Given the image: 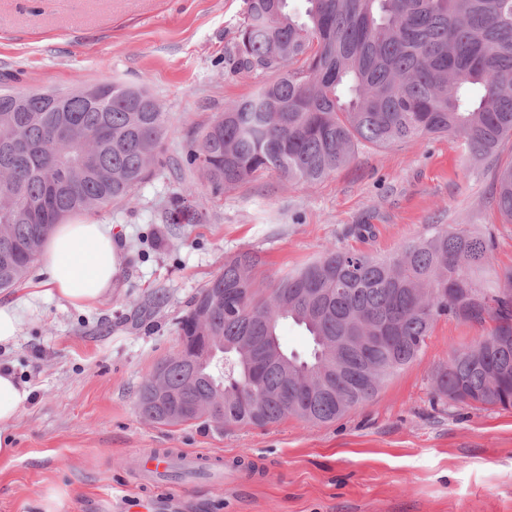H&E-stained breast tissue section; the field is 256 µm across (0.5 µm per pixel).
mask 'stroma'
<instances>
[{"label": "stroma", "instance_id": "obj_1", "mask_svg": "<svg viewBox=\"0 0 512 512\" xmlns=\"http://www.w3.org/2000/svg\"><path fill=\"white\" fill-rule=\"evenodd\" d=\"M245 11V0H0V88L146 87L168 118L165 161L177 159L265 80L228 60ZM165 161L128 201L93 215L122 243L110 294L89 306L56 296L23 306L43 277L37 263L0 291V306L20 315L0 368L32 392L9 430L16 453L0 459V512H43L50 489L56 512H512V409L434 393L453 352L490 336V319L439 318L413 362L333 422L168 426L137 408L140 385L180 349L191 299L239 252H259L270 283L330 248L387 256L467 229L492 237L484 278L512 267L491 162L454 137L426 136L359 147L316 182L261 172L217 193L202 173L181 180ZM186 181L201 219L170 223ZM357 224L373 234H352ZM154 448L201 451L222 466L170 478L175 492L161 496L133 472Z\"/></svg>", "mask_w": 512, "mask_h": 512}]
</instances>
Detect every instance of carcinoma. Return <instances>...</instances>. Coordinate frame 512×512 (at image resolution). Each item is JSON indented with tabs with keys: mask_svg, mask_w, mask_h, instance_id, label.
<instances>
[{
	"mask_svg": "<svg viewBox=\"0 0 512 512\" xmlns=\"http://www.w3.org/2000/svg\"><path fill=\"white\" fill-rule=\"evenodd\" d=\"M246 0L234 58L276 78L224 108L186 152L219 193L257 172L318 181L361 146L426 135L459 137L477 159L496 158L512 137V0ZM85 86L61 94L64 111L32 112L0 90V290L22 283L57 224L123 203L152 174L167 117L143 87ZM495 205L512 224V161L495 168ZM175 224L198 220L173 200ZM491 238L437 233L383 257L329 249L268 288L261 258L224 261L178 322L183 346L212 344L194 362L166 365L185 422L264 426L290 416L327 423L369 400L419 355L443 316L498 322L491 336L453 353L436 378L440 398L512 407V268L480 282ZM310 338L306 353L284 349L281 323ZM381 336L373 346L333 347L336 336ZM346 372L326 395L298 404L306 375ZM154 387L138 391L142 415Z\"/></svg>",
	"mask_w": 512,
	"mask_h": 512,
	"instance_id": "cac0c4a2",
	"label": "carcinoma"
}]
</instances>
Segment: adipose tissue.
<instances>
[{"instance_id":"obj_1","label":"adipose tissue","mask_w":512,"mask_h":512,"mask_svg":"<svg viewBox=\"0 0 512 512\" xmlns=\"http://www.w3.org/2000/svg\"><path fill=\"white\" fill-rule=\"evenodd\" d=\"M119 256L111 225L92 221L56 225L41 254L47 277L24 302L29 305L41 296L56 295L76 306L93 304L110 291L119 272ZM30 398L26 385L11 371L0 369V459L15 454L8 431Z\"/></svg>"}]
</instances>
